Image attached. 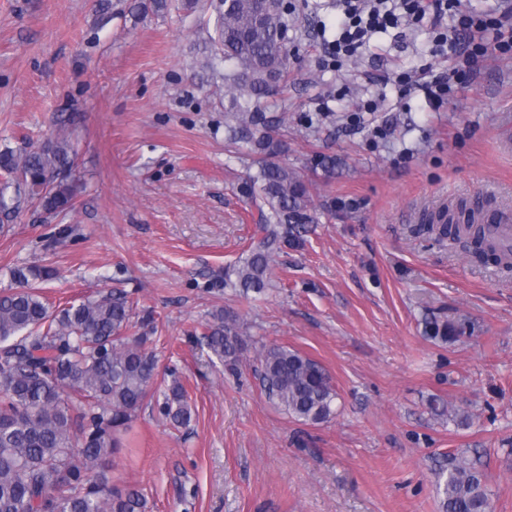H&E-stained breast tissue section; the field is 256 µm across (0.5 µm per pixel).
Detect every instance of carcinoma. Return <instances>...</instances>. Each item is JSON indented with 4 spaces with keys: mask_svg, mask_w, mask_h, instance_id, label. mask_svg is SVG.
<instances>
[{
    "mask_svg": "<svg viewBox=\"0 0 512 512\" xmlns=\"http://www.w3.org/2000/svg\"><path fill=\"white\" fill-rule=\"evenodd\" d=\"M288 14L283 0H220L212 41L224 61L236 134L246 143L261 123L267 85L287 82ZM75 156L61 128L29 151H0V215L7 220L28 206L53 215L73 210ZM254 182L267 211L248 256L224 273V286L246 293L267 287L288 228L309 221L308 186L293 169L264 159ZM440 235L465 240L483 263L512 266V247L502 248L485 224H442ZM55 274L50 266H16L15 288L0 293V512H147L142 490L110 483L107 467L120 448L116 433L148 398L162 420L187 425L186 390L173 370L163 389L153 387L150 321L129 333L132 307L125 297L107 293L55 309L32 286ZM472 332L464 315L424 318L426 337L442 343ZM195 341L222 363L236 361L237 318L219 312ZM258 362L266 396L285 413L309 423L335 414L336 387L319 362L283 345L260 350ZM442 493L445 512H494L483 473L465 457L451 462Z\"/></svg>",
    "mask_w": 512,
    "mask_h": 512,
    "instance_id": "cac0c4a2",
    "label": "carcinoma"
}]
</instances>
